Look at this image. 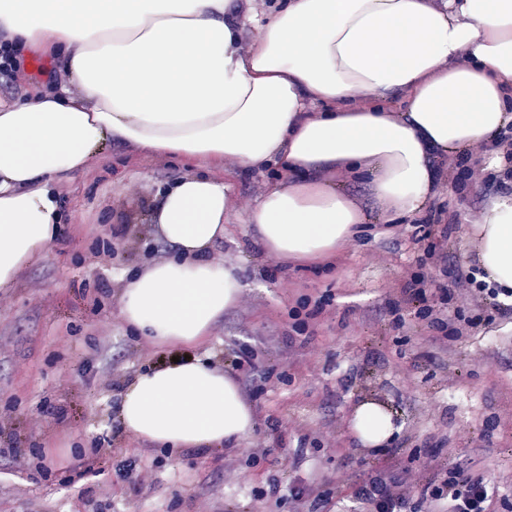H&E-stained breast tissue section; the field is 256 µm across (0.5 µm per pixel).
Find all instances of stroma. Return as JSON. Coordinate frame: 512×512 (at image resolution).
<instances>
[{"mask_svg": "<svg viewBox=\"0 0 512 512\" xmlns=\"http://www.w3.org/2000/svg\"><path fill=\"white\" fill-rule=\"evenodd\" d=\"M65 78L53 59L23 54L0 83V101H25ZM224 169L233 208L212 255L235 265L245 288L207 350L242 387L253 431L231 452L173 454L118 420L128 382L176 355L122 321L121 293L146 262L174 257L150 211L158 189L200 167L114 143L58 182L57 238L0 289V512H305L294 496L302 485L324 495L319 512H362L356 490L389 453L395 478L433 458L467 465L491 488L489 512H512V310L452 300L449 325L470 327L439 341L398 300L411 275L423 276L436 302L474 274L470 229L503 175L440 186L435 205L457 218L447 264L427 257L419 215L363 225L325 261L286 264L249 222L283 172ZM365 399L396 412L399 431L385 447H363L351 434L353 408ZM259 444L266 456H255ZM99 448L112 451L104 471L78 474V460ZM17 453L27 469L14 464ZM141 468L151 488L138 487Z\"/></svg>", "mask_w": 512, "mask_h": 512, "instance_id": "35a3bbf8", "label": "stroma"}]
</instances>
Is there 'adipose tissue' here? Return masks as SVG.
Instances as JSON below:
<instances>
[{"label":"adipose tissue","instance_id":"ef3b65f1","mask_svg":"<svg viewBox=\"0 0 512 512\" xmlns=\"http://www.w3.org/2000/svg\"><path fill=\"white\" fill-rule=\"evenodd\" d=\"M234 0H0V33L59 58L67 78L27 103L0 102V288L60 230L57 179L108 141L203 164L282 166L288 180L250 214L285 260L330 255L369 220L342 172L382 220L426 208L437 157L512 124V0H281L242 51ZM404 106L388 111L387 103ZM229 179L186 175L151 211L173 258L124 288L120 316L170 347L202 343L244 285L207 256L224 237ZM480 278L512 297V194L472 225ZM120 420L174 450L233 445L254 427L232 376L193 355L139 373ZM351 429L379 447L396 426L364 401Z\"/></svg>","mask_w":512,"mask_h":512}]
</instances>
